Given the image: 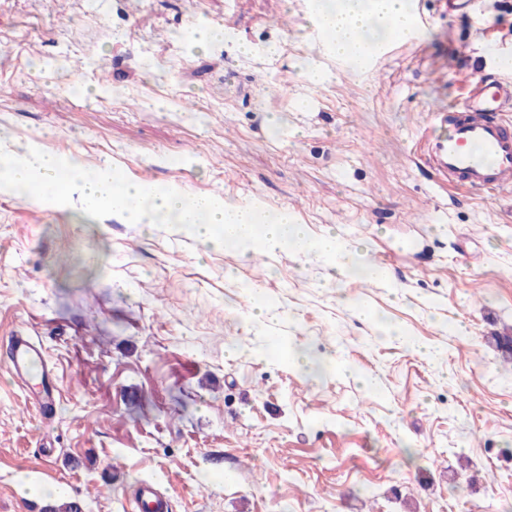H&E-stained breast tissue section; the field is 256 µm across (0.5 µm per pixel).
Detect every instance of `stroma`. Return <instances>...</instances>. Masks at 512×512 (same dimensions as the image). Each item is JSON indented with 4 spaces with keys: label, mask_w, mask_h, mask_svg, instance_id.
I'll list each match as a JSON object with an SVG mask.
<instances>
[{
    "label": "stroma",
    "mask_w": 512,
    "mask_h": 512,
    "mask_svg": "<svg viewBox=\"0 0 512 512\" xmlns=\"http://www.w3.org/2000/svg\"><path fill=\"white\" fill-rule=\"evenodd\" d=\"M407 2L425 28L365 73L328 54L315 0H0V143L285 207L390 272L0 192V512H46L60 485L125 512L144 481L174 512H512L493 341L512 330V193L414 155L473 68L512 80V0ZM209 26L223 39L198 45ZM19 334L52 417L7 370Z\"/></svg>",
    "instance_id": "1"
}]
</instances>
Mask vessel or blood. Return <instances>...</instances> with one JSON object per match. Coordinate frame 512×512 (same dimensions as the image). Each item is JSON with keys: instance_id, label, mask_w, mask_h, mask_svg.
<instances>
[{"instance_id": "b4317fda", "label": "vessel or blood", "mask_w": 512, "mask_h": 512, "mask_svg": "<svg viewBox=\"0 0 512 512\" xmlns=\"http://www.w3.org/2000/svg\"><path fill=\"white\" fill-rule=\"evenodd\" d=\"M470 95L461 108L432 112L430 131L419 159L438 178L467 191L498 196L512 188V82L491 75L468 82ZM42 359L40 348L26 336L9 343L10 371L18 384L32 379ZM138 512H169L171 504L153 483L141 485L133 499Z\"/></svg>"}]
</instances>
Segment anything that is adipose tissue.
<instances>
[{
    "label": "adipose tissue",
    "instance_id": "obj_1",
    "mask_svg": "<svg viewBox=\"0 0 512 512\" xmlns=\"http://www.w3.org/2000/svg\"><path fill=\"white\" fill-rule=\"evenodd\" d=\"M320 22L332 51L353 59L371 43L404 37L414 30L405 0H341L336 10L321 13Z\"/></svg>",
    "mask_w": 512,
    "mask_h": 512
}]
</instances>
